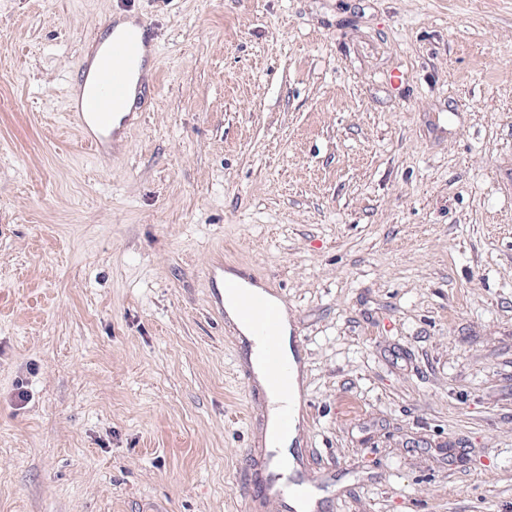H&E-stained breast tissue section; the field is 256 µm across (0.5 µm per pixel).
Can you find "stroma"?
Masks as SVG:
<instances>
[{"instance_id":"1","label":"stroma","mask_w":512,"mask_h":512,"mask_svg":"<svg viewBox=\"0 0 512 512\" xmlns=\"http://www.w3.org/2000/svg\"><path fill=\"white\" fill-rule=\"evenodd\" d=\"M119 16L155 92L97 161ZM220 266L307 338L319 512H512V0H0V512H248ZM111 39L112 34L104 41L103 47L94 57L91 69L85 65L84 55L81 57V84L73 86L76 98L74 100L70 97V103L67 106V121L80 133L86 150L96 158L101 155L107 144L125 133L124 125L127 120L122 119L117 125L115 112H122L119 115L121 116L125 112L132 111L136 95V79L133 81L131 94L127 100L132 75L130 65L142 55L146 56L152 47H156L155 33L144 24L139 27V30H129L113 38L105 50L108 61L104 66H99L104 58H99V54ZM96 66L99 67L94 73ZM92 75L93 96L87 103L82 104L80 96L85 89L86 81V85L91 82ZM125 101L126 104L123 106ZM117 105L122 106L115 109ZM114 109L115 111L112 112Z\"/></svg>"}]
</instances>
